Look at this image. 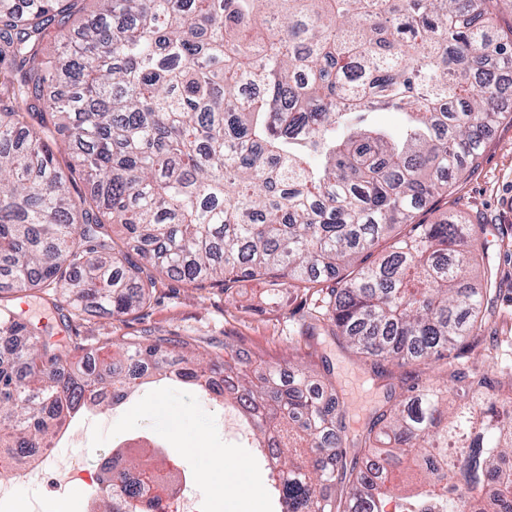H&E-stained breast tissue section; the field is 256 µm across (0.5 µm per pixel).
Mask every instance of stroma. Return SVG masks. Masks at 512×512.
<instances>
[{"label":"stroma","mask_w":512,"mask_h":512,"mask_svg":"<svg viewBox=\"0 0 512 512\" xmlns=\"http://www.w3.org/2000/svg\"><path fill=\"white\" fill-rule=\"evenodd\" d=\"M475 227L476 245L483 265L497 278L493 312L481 339L468 340L457 360L459 367L480 366L485 349L497 347L512 365V122L501 124L485 140L477 166L453 187L447 200L427 206L423 221L441 213ZM157 288L149 305L121 316L84 314L63 326L39 295L8 289L0 298L23 308L24 318L38 323L44 334L91 345L109 337L119 342L133 336H179L196 340L206 349L250 351L273 365L288 360L320 367L329 360L332 379L345 400V433L360 432L371 412L385 402L383 382L342 340L320 335L318 342L301 339L307 325L302 289L261 279L242 280L231 288L206 284L198 288L156 273ZM236 412L200 398L183 382L141 384L132 401L103 406L76 416L56 451L82 457L90 469L101 467L113 449L149 435L158 457L176 460L197 496L202 512H226V496L210 488V466L223 453L229 468H245L255 491L253 506L242 512H272L271 480L240 435ZM14 492L0 504V512H82L84 486L72 484L60 494L47 484L26 481L24 473L11 475Z\"/></svg>","instance_id":"35a3bbf8"}]
</instances>
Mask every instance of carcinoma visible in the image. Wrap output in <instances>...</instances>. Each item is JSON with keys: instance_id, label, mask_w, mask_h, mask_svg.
Masks as SVG:
<instances>
[{"instance_id": "cac0c4a2", "label": "carcinoma", "mask_w": 512, "mask_h": 512, "mask_svg": "<svg viewBox=\"0 0 512 512\" xmlns=\"http://www.w3.org/2000/svg\"><path fill=\"white\" fill-rule=\"evenodd\" d=\"M96 2L48 60L47 30L75 0H0V58L20 73L0 98V281L44 293L67 327L143 308L149 266L195 287L284 278L317 294L303 339L327 323L379 378L385 361L446 359L459 387L450 400L411 374L350 438L336 386L305 365L203 357L175 336L55 342L1 304L0 475L158 374L231 401L268 450L275 512H512V370L450 360L479 335L493 278L469 276L474 225L414 222L512 121L495 0ZM382 111L406 116L401 135L367 122ZM48 115L71 131L67 174ZM73 174L87 193L71 195ZM106 468L99 512H169L176 490L151 460Z\"/></svg>"}]
</instances>
